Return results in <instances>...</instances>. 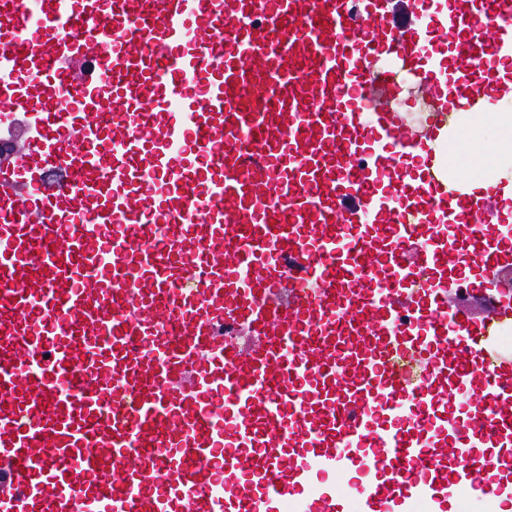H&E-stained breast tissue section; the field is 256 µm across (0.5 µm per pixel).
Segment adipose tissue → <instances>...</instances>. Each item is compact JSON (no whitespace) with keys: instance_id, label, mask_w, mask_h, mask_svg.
<instances>
[{"instance_id":"obj_1","label":"adipose tissue","mask_w":512,"mask_h":512,"mask_svg":"<svg viewBox=\"0 0 512 512\" xmlns=\"http://www.w3.org/2000/svg\"><path fill=\"white\" fill-rule=\"evenodd\" d=\"M483 137L489 146L486 167L463 159L462 149L474 137ZM435 164L447 165L448 177L458 182L461 192L506 183V197L512 198V112L454 113L446 130L431 141Z\"/></svg>"}]
</instances>
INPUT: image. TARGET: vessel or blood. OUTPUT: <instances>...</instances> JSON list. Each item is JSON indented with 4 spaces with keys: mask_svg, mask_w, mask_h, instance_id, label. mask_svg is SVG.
<instances>
[{
    "mask_svg": "<svg viewBox=\"0 0 512 512\" xmlns=\"http://www.w3.org/2000/svg\"><path fill=\"white\" fill-rule=\"evenodd\" d=\"M36 2L0 0L37 129L0 172V512L512 495V293L456 303L512 246L427 148L512 99V0ZM413 73L425 127L382 102Z\"/></svg>",
    "mask_w": 512,
    "mask_h": 512,
    "instance_id": "obj_1",
    "label": "vessel or blood"
}]
</instances>
